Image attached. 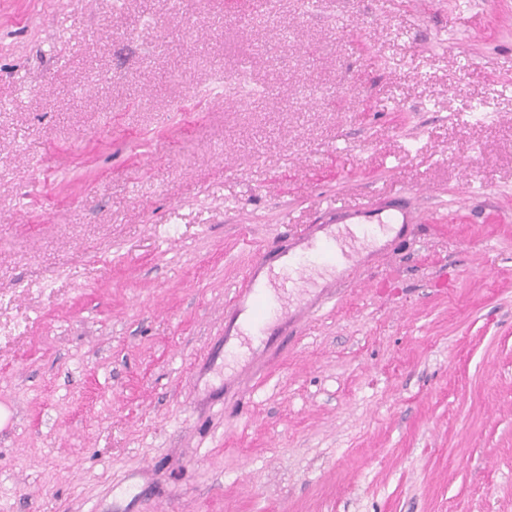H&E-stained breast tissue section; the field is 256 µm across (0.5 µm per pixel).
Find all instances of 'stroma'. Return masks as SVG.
<instances>
[{"instance_id": "1", "label": "stroma", "mask_w": 512, "mask_h": 512, "mask_svg": "<svg viewBox=\"0 0 512 512\" xmlns=\"http://www.w3.org/2000/svg\"><path fill=\"white\" fill-rule=\"evenodd\" d=\"M0 410V512H512V0H0ZM233 304L240 307L247 303L249 318L256 325L261 324L270 311L267 288H262L257 280V270L250 271L235 289Z\"/></svg>"}]
</instances>
